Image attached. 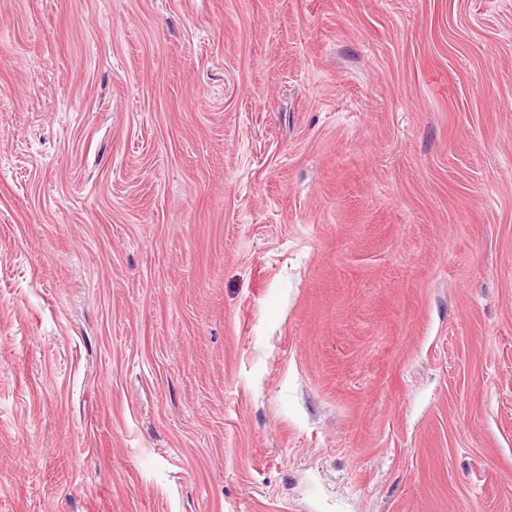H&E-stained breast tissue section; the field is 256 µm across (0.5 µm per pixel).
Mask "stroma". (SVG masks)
Wrapping results in <instances>:
<instances>
[{
	"label": "stroma",
	"instance_id": "obj_1",
	"mask_svg": "<svg viewBox=\"0 0 512 512\" xmlns=\"http://www.w3.org/2000/svg\"><path fill=\"white\" fill-rule=\"evenodd\" d=\"M0 512H512V0H0Z\"/></svg>",
	"mask_w": 512,
	"mask_h": 512
}]
</instances>
